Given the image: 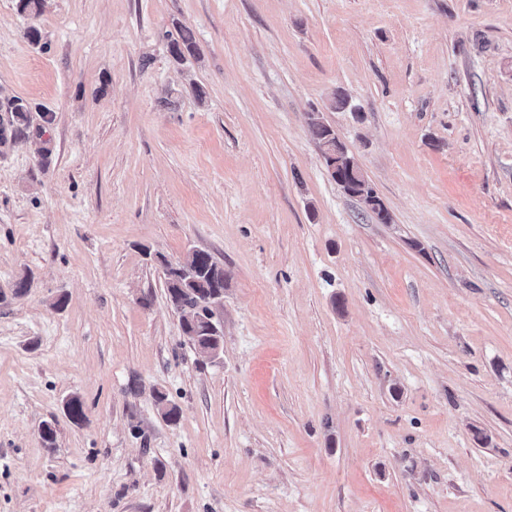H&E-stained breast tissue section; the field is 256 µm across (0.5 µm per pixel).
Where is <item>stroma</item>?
<instances>
[{
    "label": "stroma",
    "mask_w": 512,
    "mask_h": 512,
    "mask_svg": "<svg viewBox=\"0 0 512 512\" xmlns=\"http://www.w3.org/2000/svg\"><path fill=\"white\" fill-rule=\"evenodd\" d=\"M0 92V512H512V0H0ZM169 52L178 62H184L187 57H195L197 54V42L195 34L187 28H178L177 37L169 45ZM30 106L19 96L0 97V145L19 144L29 139ZM309 130L322 149L323 159L327 170L333 164H337L338 168H356L355 158L346 152L336 154V133L328 125H326L319 116H309ZM348 192L349 196L359 198L364 205L376 215L380 223L386 224L389 222V215L385 209L382 201L377 196L376 192L369 185L364 175H361L352 185ZM364 206V207H365ZM365 207V208H366ZM366 208V209H367ZM176 264L179 271L172 265L165 264L166 297L173 309L180 314L182 328L196 332L198 339L193 342L195 353L204 359L219 345L218 339L211 335L210 321L204 313L208 307L211 319L221 325L215 312L221 305V300L207 306L206 299L209 295L224 296V268L218 266L210 253L202 250L188 251ZM217 322L216 332L223 336Z\"/></svg>",
    "instance_id": "1"
}]
</instances>
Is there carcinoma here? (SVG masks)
Here are the masks:
<instances>
[{
  "instance_id": "obj_1",
  "label": "carcinoma",
  "mask_w": 512,
  "mask_h": 512,
  "mask_svg": "<svg viewBox=\"0 0 512 512\" xmlns=\"http://www.w3.org/2000/svg\"><path fill=\"white\" fill-rule=\"evenodd\" d=\"M169 52L178 62H184L197 54L195 34L178 28L177 37L169 45ZM30 106L19 96L0 98V145L19 144L29 139L31 125ZM309 130L322 149L326 166L355 168V158L347 152H336V133L320 117L311 116ZM348 195L358 198L386 224L389 215L376 192L365 177H359L348 191ZM178 268L165 265L164 283L166 297L173 309L180 314L182 328L196 332L193 342L195 353L200 358L218 347V339L212 336L210 321L206 319L207 297L224 295V269L220 268L212 255L202 250H190L177 261ZM156 409L163 419L174 423L180 416L179 407L167 395L157 392L154 395Z\"/></svg>"
}]
</instances>
